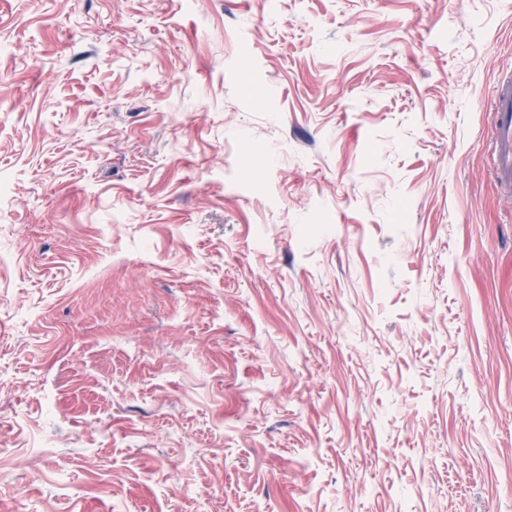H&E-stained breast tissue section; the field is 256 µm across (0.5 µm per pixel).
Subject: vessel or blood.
Instances as JSON below:
<instances>
[{
	"instance_id": "1",
	"label": "vessel or blood",
	"mask_w": 512,
	"mask_h": 512,
	"mask_svg": "<svg viewBox=\"0 0 512 512\" xmlns=\"http://www.w3.org/2000/svg\"><path fill=\"white\" fill-rule=\"evenodd\" d=\"M494 174L507 200H512V75L496 82L490 99Z\"/></svg>"
}]
</instances>
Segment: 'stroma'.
<instances>
[{
	"label": "stroma",
	"mask_w": 512,
	"mask_h": 512,
	"mask_svg": "<svg viewBox=\"0 0 512 512\" xmlns=\"http://www.w3.org/2000/svg\"><path fill=\"white\" fill-rule=\"evenodd\" d=\"M512 0H0V512H512ZM494 174L507 200H512V75L496 82L490 99Z\"/></svg>",
	"instance_id": "1"
}]
</instances>
